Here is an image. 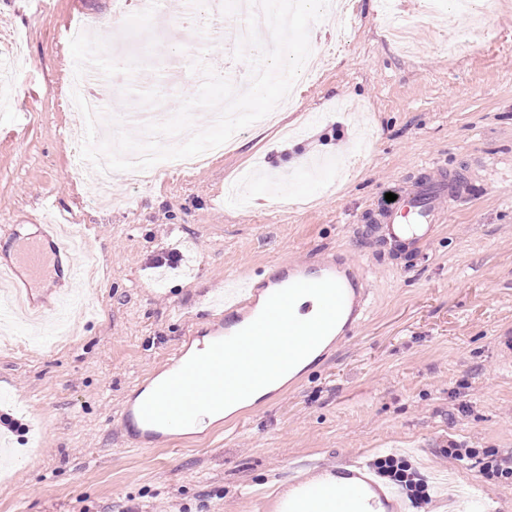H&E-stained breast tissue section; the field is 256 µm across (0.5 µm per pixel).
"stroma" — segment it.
Instances as JSON below:
<instances>
[{
    "label": "stroma",
    "instance_id": "stroma-1",
    "mask_svg": "<svg viewBox=\"0 0 512 512\" xmlns=\"http://www.w3.org/2000/svg\"><path fill=\"white\" fill-rule=\"evenodd\" d=\"M114 3L0 0V48L15 63L0 84V226L27 237L55 207L87 228L104 269L92 283L44 276L43 304L73 297L64 346L54 324L31 332L0 300V415L21 425L0 470V512H262L259 492L287 484L289 467L387 454L419 473L453 470L466 489L451 511L429 485L430 503L411 512H512V479L448 454L455 443L512 457V0H485L484 31L466 55L448 49L466 18L417 23L410 53L386 29L420 0H393L389 15L381 0H353L316 23L329 62L281 129L251 125L232 151L142 187L116 179L105 206L73 173L83 139L66 92L85 54L72 37L78 21L95 23L96 70L114 65L113 33L100 26ZM180 18L163 0L122 22L143 43L122 54L113 112L174 113L194 88L169 79L188 70L189 39L205 62L221 59V75L246 72L233 47L212 53L206 15L190 32L177 31ZM443 171L462 196L421 254L384 244L375 226L387 194ZM171 251L178 261L157 265ZM327 257L346 259L368 291L353 335L221 432L124 444L114 416L188 331L208 335L221 314L207 303L226 278L263 281L281 262Z\"/></svg>",
    "mask_w": 512,
    "mask_h": 512
}]
</instances>
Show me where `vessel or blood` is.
I'll use <instances>...</instances> for the list:
<instances>
[{"mask_svg":"<svg viewBox=\"0 0 512 512\" xmlns=\"http://www.w3.org/2000/svg\"><path fill=\"white\" fill-rule=\"evenodd\" d=\"M455 182L437 183L426 180L408 189L398 208L381 214L378 232L393 246L411 247L431 236L444 212L449 193L455 192ZM82 240L74 225L65 215H57L49 233L21 241L18 245L20 260L0 266V285H11L13 300L21 313L31 322L46 323L50 316L44 311L33 292L15 287L20 270L31 275L53 272L55 257L76 250ZM336 279L345 287L342 314L345 321H353L363 312L364 304L347 285L348 276L335 261L314 268H283L271 283L272 290H280L297 281ZM257 290L249 278H229L224 286V320L211 332L212 340L231 336L246 325L247 318L257 317ZM119 431L132 435L134 445L146 448L162 439V426L143 421L138 405L123 406L116 420ZM273 512H407L400 492L381 482L366 464L348 462L328 470L316 468L311 478H289L288 486L273 501Z\"/></svg>","mask_w":512,"mask_h":512,"instance_id":"vessel-or-blood-1","label":"vessel or blood"}]
</instances>
